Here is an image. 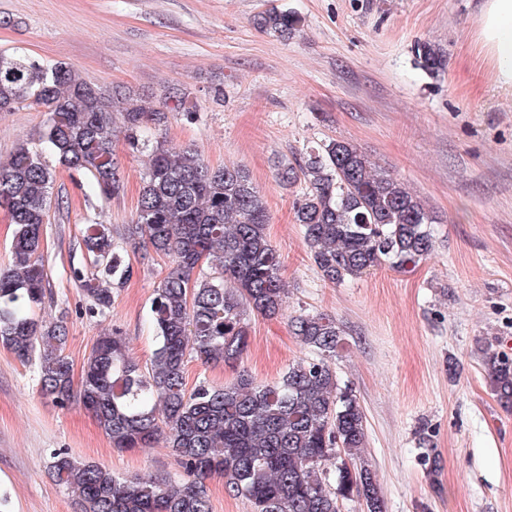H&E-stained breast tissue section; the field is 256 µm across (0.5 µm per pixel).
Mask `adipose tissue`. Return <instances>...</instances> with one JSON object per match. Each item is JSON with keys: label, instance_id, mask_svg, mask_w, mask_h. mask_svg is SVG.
Instances as JSON below:
<instances>
[{"label": "adipose tissue", "instance_id": "ef3b65f1", "mask_svg": "<svg viewBox=\"0 0 512 512\" xmlns=\"http://www.w3.org/2000/svg\"><path fill=\"white\" fill-rule=\"evenodd\" d=\"M475 39L496 84L512 88V0H482Z\"/></svg>", "mask_w": 512, "mask_h": 512}]
</instances>
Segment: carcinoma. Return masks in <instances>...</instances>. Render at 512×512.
Returning a JSON list of instances; mask_svg holds the SVG:
<instances>
[{
    "instance_id": "carcinoma-1",
    "label": "carcinoma",
    "mask_w": 512,
    "mask_h": 512,
    "mask_svg": "<svg viewBox=\"0 0 512 512\" xmlns=\"http://www.w3.org/2000/svg\"><path fill=\"white\" fill-rule=\"evenodd\" d=\"M254 23L287 39L299 19L272 7ZM415 53L426 73L444 70L435 45L421 43ZM24 103L46 119L41 147L22 141L0 164V208L15 226L12 267L0 274V346L35 365L41 396L60 405L78 399L112 447L143 448L161 438L187 476L181 483L123 480L58 450L49 469L75 512H210L205 479L212 475L224 477L225 490L248 499L256 512H340L339 500L355 494L367 512H383L370 469L346 465L362 457L366 418L331 366L344 336L336 318L308 313L291 319L293 334L315 357L289 365L275 382L258 384L239 373L224 385L187 388L193 359L237 366L248 348L245 309L273 318L287 290L280 256L265 233L269 213L249 173L235 164L213 167L195 150L170 148L163 136L147 138L150 126H164L174 114L196 119L185 94L174 88L153 106L132 89L108 92L86 81L66 62L0 53V111ZM114 112L120 115L116 130ZM120 136L130 151L148 152L135 218L124 236L173 266L150 305L158 340L150 363L130 359L122 333L106 330L77 381L65 354L67 321L36 315L47 297L43 226L56 180L47 157L90 175V191L108 200L123 189L113 148ZM277 179L286 189L304 185L294 203L295 223L321 276L333 284L382 265L415 267L433 251V211L350 142L307 147L296 163L279 165ZM83 246L90 270L74 267L71 274L89 299L86 313L103 316L112 309V286L124 283L131 269L105 224L89 225ZM211 259L212 273L195 278L199 263ZM481 361L492 394L512 411V354L485 349ZM331 459L338 460L332 477L323 467Z\"/></svg>"
}]
</instances>
